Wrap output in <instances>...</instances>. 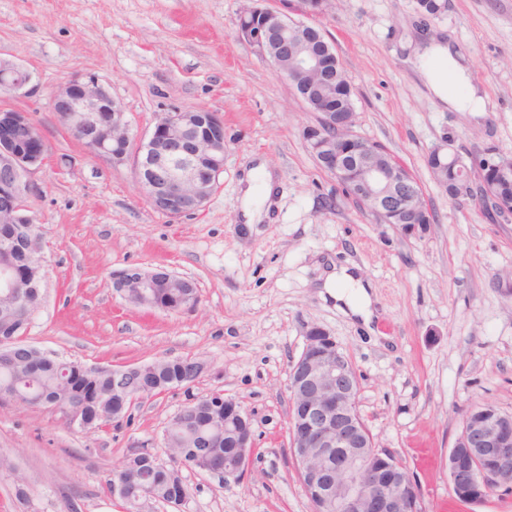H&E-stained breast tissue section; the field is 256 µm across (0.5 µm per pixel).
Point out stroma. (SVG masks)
Returning <instances> with one entry per match:
<instances>
[{
    "mask_svg": "<svg viewBox=\"0 0 512 512\" xmlns=\"http://www.w3.org/2000/svg\"><path fill=\"white\" fill-rule=\"evenodd\" d=\"M248 3L0 0V53L35 86L0 105L29 113L47 145L29 201L46 277L28 342L87 366L207 364L191 388L146 399L96 432L57 409L0 404V456L15 465L0 470V512H124L107 480L131 441L161 446L184 404L213 391L250 415L255 452L236 482L183 471L186 512H312L288 436L289 365L311 324L348 355L374 442L413 473L425 512H512V492L463 504L448 479L466 412L489 403L512 415V222L471 198L449 201L426 163L444 139L468 162L491 150L512 160V0H447L433 17L417 0H339L314 20L354 89L357 132L416 177L436 212L422 232L380 223L318 167L303 137L314 113L238 35ZM427 31L459 50L484 113L445 107L405 63L402 42ZM87 72L142 133L174 109L223 117L224 171L200 212H156L130 165L87 154L59 124L52 93ZM261 163L277 178L271 215L245 229L241 187ZM336 262L371 282L370 325L321 298L317 285ZM129 266L193 280L198 305L129 304L112 288L113 272Z\"/></svg>",
    "mask_w": 512,
    "mask_h": 512,
    "instance_id": "1",
    "label": "stroma"
}]
</instances>
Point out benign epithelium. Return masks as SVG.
Returning <instances> with one entry per match:
<instances>
[{
	"label": "benign epithelium",
	"instance_id": "benign-epithelium-1",
	"mask_svg": "<svg viewBox=\"0 0 512 512\" xmlns=\"http://www.w3.org/2000/svg\"><path fill=\"white\" fill-rule=\"evenodd\" d=\"M253 11L280 17L277 26L267 21L239 31V37L261 55L274 40L286 52L292 39L302 35V28L292 27L299 14L294 8H273L267 0H253ZM321 60L317 52L296 58L288 69L275 64L272 68L279 81L297 92L323 69ZM31 82L27 67L0 55V93L25 94ZM50 103L60 124L88 153L114 166L132 162L134 179L145 198L170 218L199 211L209 198L208 186L224 171V121L213 111V131L207 137L201 135L190 110L164 112L151 131L140 135L93 74L68 78L53 92ZM355 125L354 115L323 112L304 128V138L316 139L313 154L318 167L343 187L355 185L363 207L380 219L415 213L413 183L398 170L370 165L366 158L372 142L357 134ZM46 153L42 133L29 114L0 106V224L11 226L10 236L1 235L0 243L18 258L0 265V286L18 300L26 299V289L39 288L43 280L40 240L28 231L34 223L28 201L37 192L33 175ZM161 283L184 289L183 302L173 306L159 300L154 288ZM112 288L130 303L136 297L147 307L168 312L191 309L199 302L194 282L166 269L114 271ZM288 393L291 453L313 512H406L409 497L421 501L416 485L406 486L393 477L403 469L395 454L385 459L380 449L370 448L361 427L357 374L335 337L319 325L307 328L303 351L289 366ZM212 396L224 401V426H214L207 442L222 436L237 452L207 473L226 482L238 481L254 453L252 419L234 398L222 392ZM147 398L112 385V422H120ZM478 408L485 417L463 421L448 455L453 489L471 493L474 504L483 502L487 492L512 487V417L491 404Z\"/></svg>",
	"mask_w": 512,
	"mask_h": 512
}]
</instances>
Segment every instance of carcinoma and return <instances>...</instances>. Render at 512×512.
Returning a JSON list of instances; mask_svg holds the SVG:
<instances>
[{"instance_id":"cac0c4a2","label":"carcinoma","mask_w":512,"mask_h":512,"mask_svg":"<svg viewBox=\"0 0 512 512\" xmlns=\"http://www.w3.org/2000/svg\"><path fill=\"white\" fill-rule=\"evenodd\" d=\"M297 7L316 16L331 8V0H297ZM336 65V84L327 92L312 90L310 108L319 113L326 108L356 111L355 93L341 62ZM427 166L434 180L442 185L448 200L460 198L459 188L469 170L451 160L438 169L433 157H427ZM494 197L512 202V169H504L487 177ZM35 307L31 304L13 303L0 299V339L13 341V353L7 360H0V393L12 392L25 399L58 406L76 420L84 430L102 429L112 422V371L93 370L76 362H65L54 357L42 360V352L20 339L19 333L27 328ZM197 359H163L156 363L154 372L134 371L127 376L132 392L161 394L173 382L196 372ZM209 396L199 398V403L184 409L185 419L194 424L188 432L179 426L169 430L170 443L175 448L186 449L184 464L191 470L202 468L206 459L194 453L199 448L202 433L208 430ZM125 485L120 499L127 512H146V498L140 492L146 489L153 500L164 501L185 490L181 473L154 458L138 456L125 459L118 470Z\"/></svg>"}]
</instances>
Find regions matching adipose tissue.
<instances>
[{"mask_svg": "<svg viewBox=\"0 0 512 512\" xmlns=\"http://www.w3.org/2000/svg\"><path fill=\"white\" fill-rule=\"evenodd\" d=\"M414 58L419 61L418 72L435 97L458 112H479L483 109V97L477 86L472 85L460 56L452 43L443 39H431L427 44L416 47ZM427 58L439 60L438 68L424 66ZM466 84V95L455 97L448 93L449 81ZM275 190L273 175L265 168H258L250 174L242 196V213L246 224H259L269 217L268 202ZM328 294L344 302L349 310L363 322L373 317L371 285L361 275L346 266H333L323 283Z\"/></svg>", "mask_w": 512, "mask_h": 512, "instance_id": "ef3b65f1", "label": "adipose tissue"}]
</instances>
